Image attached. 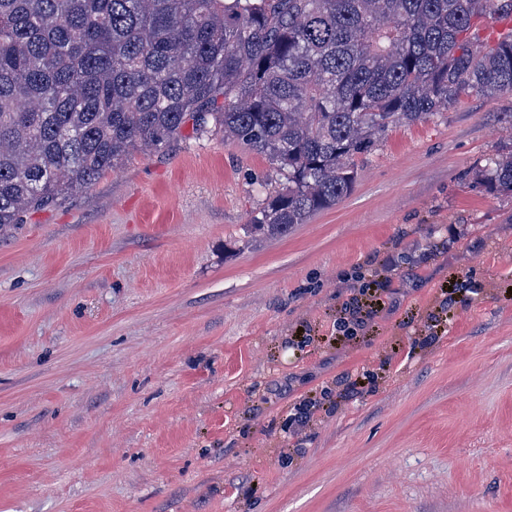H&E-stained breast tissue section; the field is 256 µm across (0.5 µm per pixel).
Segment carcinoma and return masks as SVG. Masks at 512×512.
<instances>
[{"label": "carcinoma", "instance_id": "carcinoma-1", "mask_svg": "<svg viewBox=\"0 0 512 512\" xmlns=\"http://www.w3.org/2000/svg\"><path fill=\"white\" fill-rule=\"evenodd\" d=\"M512 0H0V230L134 152L216 133L285 179L264 236L329 209L390 128L512 91ZM512 196V151L475 173Z\"/></svg>", "mask_w": 512, "mask_h": 512}]
</instances>
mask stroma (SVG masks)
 <instances>
[{"label":"stroma","mask_w":512,"mask_h":512,"mask_svg":"<svg viewBox=\"0 0 512 512\" xmlns=\"http://www.w3.org/2000/svg\"><path fill=\"white\" fill-rule=\"evenodd\" d=\"M512 92L250 233L270 162L181 136L0 235V512H512ZM385 307L333 325L361 273ZM311 408L300 422L301 405ZM475 177L491 189L512 196V149L507 153L496 154L489 164L475 173Z\"/></svg>","instance_id":"stroma-1"}]
</instances>
